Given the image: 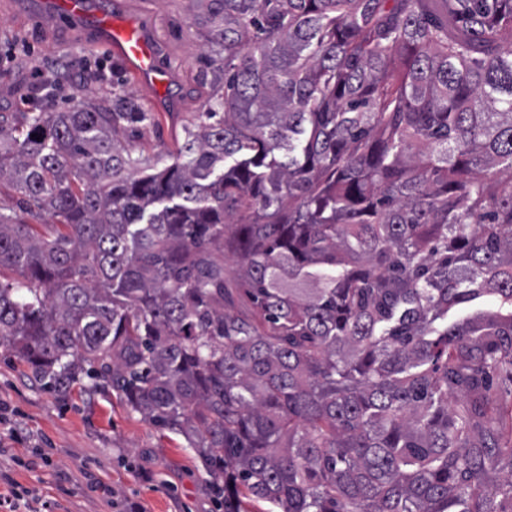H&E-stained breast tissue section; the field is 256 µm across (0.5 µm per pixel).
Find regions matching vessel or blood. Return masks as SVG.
Instances as JSON below:
<instances>
[{
  "label": "vessel or blood",
  "mask_w": 512,
  "mask_h": 512,
  "mask_svg": "<svg viewBox=\"0 0 512 512\" xmlns=\"http://www.w3.org/2000/svg\"><path fill=\"white\" fill-rule=\"evenodd\" d=\"M46 3L54 15L82 22L95 38L108 43L113 55L141 85L155 90L168 87L171 74L156 54L154 36L148 27L95 9L92 0H46Z\"/></svg>",
  "instance_id": "1"
}]
</instances>
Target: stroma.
<instances>
[{"mask_svg":"<svg viewBox=\"0 0 512 512\" xmlns=\"http://www.w3.org/2000/svg\"><path fill=\"white\" fill-rule=\"evenodd\" d=\"M151 25L166 90L176 109H156L81 23L63 22L41 0H0V113L71 109L76 75L95 94L126 96L146 118L123 123L118 138L132 155L169 158L184 132L203 123L215 95L217 54L204 46L195 0H101ZM0 470L9 473L32 512H219L209 477L176 434L130 413L111 388L74 385L66 400L43 390L0 349Z\"/></svg>","mask_w":512,"mask_h":512,"instance_id":"stroma-1","label":"stroma"}]
</instances>
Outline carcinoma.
Returning <instances> with one entry per match:
<instances>
[{
  "label": "carcinoma",
  "mask_w": 512,
  "mask_h": 512,
  "mask_svg": "<svg viewBox=\"0 0 512 512\" xmlns=\"http://www.w3.org/2000/svg\"><path fill=\"white\" fill-rule=\"evenodd\" d=\"M206 11L172 162L88 83L0 115V348L182 436L224 512H512V0Z\"/></svg>",
  "instance_id": "1"
}]
</instances>
